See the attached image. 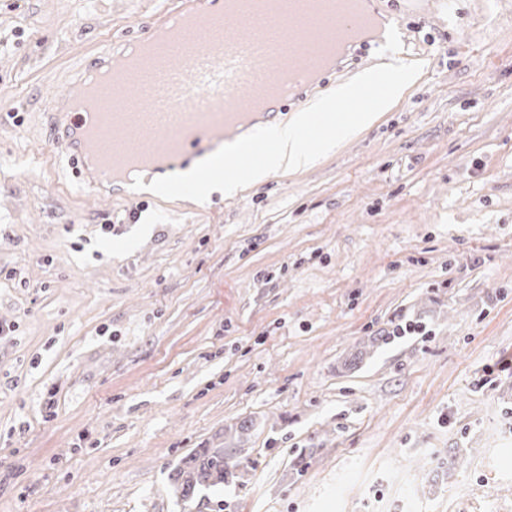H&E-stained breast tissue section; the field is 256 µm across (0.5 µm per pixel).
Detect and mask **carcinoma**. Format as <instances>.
Wrapping results in <instances>:
<instances>
[{
  "mask_svg": "<svg viewBox=\"0 0 512 512\" xmlns=\"http://www.w3.org/2000/svg\"><path fill=\"white\" fill-rule=\"evenodd\" d=\"M237 448L220 445L200 448L182 457L173 469L172 480L184 500H190L201 490L223 485L234 478L229 462Z\"/></svg>",
  "mask_w": 512,
  "mask_h": 512,
  "instance_id": "cac0c4a2",
  "label": "carcinoma"
}]
</instances>
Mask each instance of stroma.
I'll use <instances>...</instances> for the list:
<instances>
[{
  "instance_id": "35a3bbf8",
  "label": "stroma",
  "mask_w": 512,
  "mask_h": 512,
  "mask_svg": "<svg viewBox=\"0 0 512 512\" xmlns=\"http://www.w3.org/2000/svg\"><path fill=\"white\" fill-rule=\"evenodd\" d=\"M173 2L0 0V512H512V0H377L422 69L305 171L94 197L45 106ZM237 448L219 445L200 448L182 457L173 469L172 480L183 500L193 499L201 490L229 483L235 475L229 462L236 457Z\"/></svg>"
}]
</instances>
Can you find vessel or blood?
I'll list each match as a JSON object with an SVG mask.
<instances>
[{
    "instance_id": "obj_1",
    "label": "vessel or blood",
    "mask_w": 512,
    "mask_h": 512,
    "mask_svg": "<svg viewBox=\"0 0 512 512\" xmlns=\"http://www.w3.org/2000/svg\"><path fill=\"white\" fill-rule=\"evenodd\" d=\"M372 0H239V25L226 36L206 43L187 42L153 63L129 96L123 111L97 116L111 125L124 142L148 141L155 153L181 158L197 146L202 134L223 139L239 127L253 104L272 87H282V100H296L310 79L306 48L319 36L324 22L336 17L337 58H344L357 35L376 30ZM217 15V0H182L156 20L145 22L141 41L151 40L186 14ZM116 58L111 45L95 52L83 66L79 86L105 72ZM78 96L59 95L53 101L55 129L52 149L68 158L79 180L87 178L93 147L86 134L87 115L76 111Z\"/></svg>"
}]
</instances>
